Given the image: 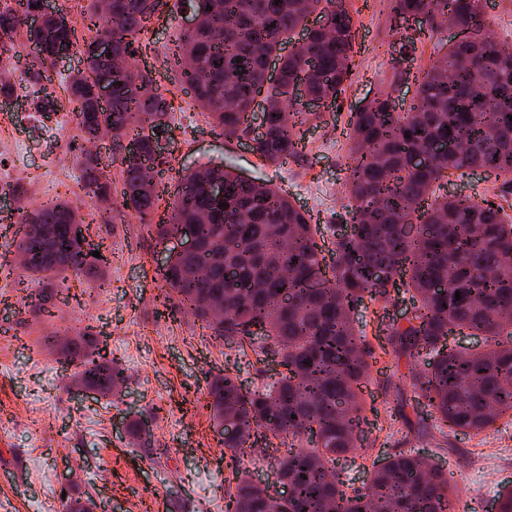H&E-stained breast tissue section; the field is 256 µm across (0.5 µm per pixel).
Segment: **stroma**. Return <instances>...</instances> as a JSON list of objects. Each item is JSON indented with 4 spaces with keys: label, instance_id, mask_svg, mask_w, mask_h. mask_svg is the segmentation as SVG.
Here are the masks:
<instances>
[{
    "label": "stroma",
    "instance_id": "1",
    "mask_svg": "<svg viewBox=\"0 0 512 512\" xmlns=\"http://www.w3.org/2000/svg\"><path fill=\"white\" fill-rule=\"evenodd\" d=\"M350 12L355 37L345 90L302 127L303 153L277 167L251 150L248 135L213 132L168 67L169 52L186 30L179 14L154 17L135 57L148 86L165 90L173 103L166 122L174 168L212 161L247 180L283 188L307 212L324 214L320 230L329 252L338 225L352 217L344 192L351 112L382 91L391 93L398 111H409L415 75L457 39L456 30L444 23L393 32L385 0H350ZM84 68L78 52L43 72L40 82L59 104L48 116L30 105L28 73L13 104L0 106V123H11L16 136L0 143V181L26 190L24 197L0 205V512H62L68 499L108 501L119 512H224L213 487L240 464L255 478L273 480L280 454L258 450L239 464L225 455L204 406L207 383L228 371L246 390H259L277 378L280 367L273 356L261 358L214 338L200 320L164 298L160 273L168 248L147 227L166 218L171 197L163 195L143 219L127 210L122 203L126 144L109 137L94 149L112 181V221L99 223L83 187L86 148L75 123L64 119L73 108L69 79ZM442 187L503 206L512 215V187L503 188L494 174L461 170ZM56 199L77 209L109 264L101 287L90 275L51 277L46 291L59 316L46 320L27 306L26 296L38 284L18 257L14 229ZM88 330L107 342L112 360L126 371L118 395L76 388L74 367L60 357L63 339ZM407 373V364L376 352L365 394L364 448L360 456L337 460V469L358 487L389 455L411 449L452 469L456 502H492L502 487L512 486V420H498L479 435L452 434L448 450H440L435 440L406 424L427 409L418 392L404 387L398 400L382 385L386 377ZM141 424L148 426V437L137 434Z\"/></svg>",
    "mask_w": 512,
    "mask_h": 512
}]
</instances>
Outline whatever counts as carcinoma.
Segmentation results:
<instances>
[{
	"mask_svg": "<svg viewBox=\"0 0 512 512\" xmlns=\"http://www.w3.org/2000/svg\"><path fill=\"white\" fill-rule=\"evenodd\" d=\"M326 3L328 27L309 31L308 44L280 59L278 77L267 79L269 59L303 25L305 6ZM212 10H207V7ZM390 29L421 13L441 19L463 38L450 45L417 80L416 103L401 113L383 92L351 113L352 145L346 186L353 201L354 238H338L332 277L317 243L318 225L288 195L207 164L182 175L170 214L157 225L168 241L182 225L195 224L204 249L170 254L162 280L189 313L218 339L246 342L273 353L286 373L262 390L247 391L226 372L209 383L215 426L233 430L222 443L232 455L245 445L283 435L291 448L279 460L291 497L277 499L246 473L227 485L225 512H448L454 495L443 473L413 450L400 451L377 467L360 488L349 489L336 470L339 457L362 450L366 420L360 390L374 349L356 317L369 298L388 302V288H404L414 316L409 327L386 325L385 343L396 361L412 364L432 356L428 369H409L412 386L430 407L437 444L448 432L487 431L512 418V222L500 206L465 197L434 196L435 185L455 171L484 169L512 183V49L482 37L481 0H387ZM174 7L199 17L197 29L179 37L180 81L226 136L245 131L244 117L258 97L272 117L252 150L283 164L305 143L286 110L298 111L294 88L333 103L349 76L354 19L347 0H175ZM112 55L84 44L87 72L72 78L73 111L81 140L95 143L106 130L116 141L137 122L142 161L123 160V202L146 215L159 201L142 168L166 164L153 156L152 141L166 131L171 101L131 64L135 35L152 14L148 0H110ZM24 31L23 14L0 10V44ZM48 51L59 41L76 43L63 10L36 38ZM107 77L112 95L101 105L96 88ZM83 180L94 197L110 195L97 158L85 160ZM224 182V197L209 185ZM434 198L424 210L419 204ZM78 213L65 200L38 209L17 245L23 267L37 281L52 273H86L89 260L71 234ZM312 279L323 282L310 288ZM460 298H455V293ZM468 330L485 337L482 349L451 346L448 335ZM74 364L76 383L111 394L126 381L123 369L86 339L61 351ZM308 440V448L302 440Z\"/></svg>",
	"mask_w": 512,
	"mask_h": 512,
	"instance_id": "1",
	"label": "carcinoma"
}]
</instances>
